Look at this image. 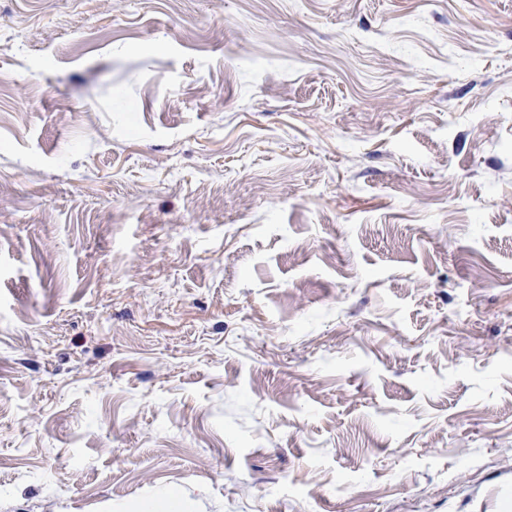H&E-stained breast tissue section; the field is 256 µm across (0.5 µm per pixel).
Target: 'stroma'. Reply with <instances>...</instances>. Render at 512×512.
Returning <instances> with one entry per match:
<instances>
[{"label": "stroma", "mask_w": 512, "mask_h": 512, "mask_svg": "<svg viewBox=\"0 0 512 512\" xmlns=\"http://www.w3.org/2000/svg\"><path fill=\"white\" fill-rule=\"evenodd\" d=\"M512 512V0H0V512Z\"/></svg>", "instance_id": "obj_1"}]
</instances>
